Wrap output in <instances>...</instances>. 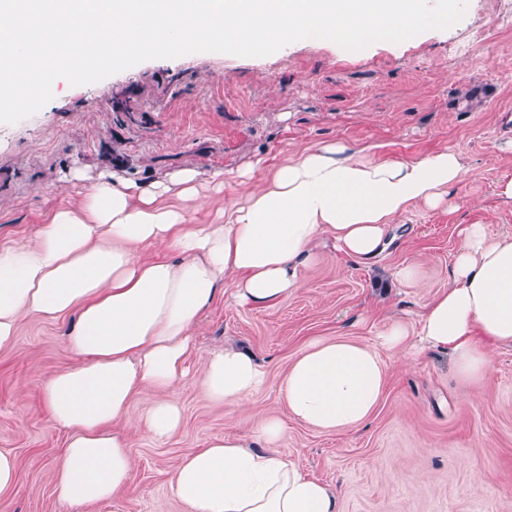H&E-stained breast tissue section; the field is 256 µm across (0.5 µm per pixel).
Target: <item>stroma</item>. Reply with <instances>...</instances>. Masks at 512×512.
<instances>
[{"label": "stroma", "instance_id": "1", "mask_svg": "<svg viewBox=\"0 0 512 512\" xmlns=\"http://www.w3.org/2000/svg\"><path fill=\"white\" fill-rule=\"evenodd\" d=\"M347 142L377 156L412 160L462 151L468 172L452 209L411 207L375 261L345 259L321 243L304 285L270 307L219 297L196 330L190 373L175 395L183 424L156 441L126 431L135 460L128 489L73 506L54 491L64 436L43 407L42 382L74 366L71 319L24 320L0 347V451L15 456L18 486L0 512H187L169 488L177 459L224 436L256 437L267 417L287 421L282 451L302 472L339 493L340 512H512V348L492 353L478 385L454 374L448 353L382 351L386 389L359 429L321 433L290 420L280 393L290 364L316 340L374 343L396 317L418 322L447 288L460 230L512 231V0H469L454 26L360 51L296 41L264 57L195 53L139 63L99 82L64 88L35 115L0 123V243L33 236L49 210L75 201L65 180L76 166L120 169L148 184L182 168L198 171L209 202L192 224H215L224 206L269 181L293 153ZM223 173L215 182L214 173ZM415 263L417 285L395 270ZM248 349L266 382L246 415L201 393V358Z\"/></svg>", "mask_w": 512, "mask_h": 512}]
</instances>
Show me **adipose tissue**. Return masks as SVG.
Here are the masks:
<instances>
[{"label":"adipose tissue","instance_id":"obj_1","mask_svg":"<svg viewBox=\"0 0 512 512\" xmlns=\"http://www.w3.org/2000/svg\"><path fill=\"white\" fill-rule=\"evenodd\" d=\"M465 173L454 150L398 161L351 144L317 146L249 189L245 204L225 209L223 223L190 224L186 205L206 202L195 170L144 185L110 170L74 169L79 202L56 208L31 241L0 244V346L22 319L74 320L67 345L80 362L42 388L65 435L55 464L58 498L89 505L128 486L133 459L123 423L155 439L179 431L173 388L188 373L192 332L218 296L254 307L277 303L302 287L301 269L326 240L347 257L372 261L411 205L440 207ZM146 245L165 256L141 258ZM414 339L448 352L461 379L478 385L488 377L492 350L512 348V234L466 225L448 287L418 325L393 320L375 344L310 343L281 382L289 418L322 432L359 428L385 392L381 350L399 351ZM263 382L244 351L203 359L200 390L210 401L243 407ZM145 387L154 396L131 415ZM285 421L268 419L255 444L227 436L183 454L171 471L172 495L189 512H339L338 495L280 452Z\"/></svg>","mask_w":512,"mask_h":512}]
</instances>
